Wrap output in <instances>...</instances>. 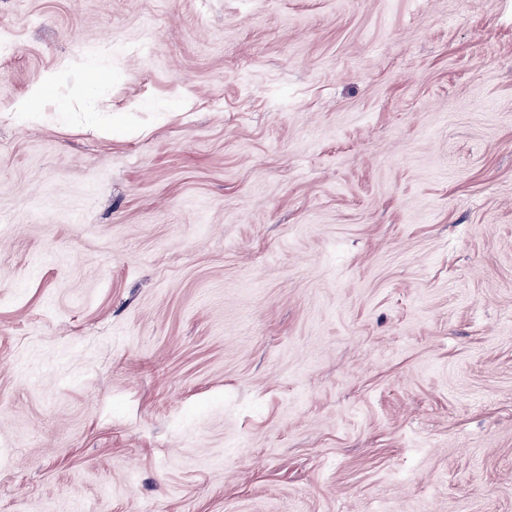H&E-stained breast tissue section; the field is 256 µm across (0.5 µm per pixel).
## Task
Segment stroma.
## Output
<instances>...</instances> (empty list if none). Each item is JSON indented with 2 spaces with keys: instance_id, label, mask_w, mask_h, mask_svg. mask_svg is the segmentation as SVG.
I'll use <instances>...</instances> for the list:
<instances>
[{
  "instance_id": "stroma-1",
  "label": "stroma",
  "mask_w": 512,
  "mask_h": 512,
  "mask_svg": "<svg viewBox=\"0 0 512 512\" xmlns=\"http://www.w3.org/2000/svg\"><path fill=\"white\" fill-rule=\"evenodd\" d=\"M0 512H512V0H0Z\"/></svg>"
}]
</instances>
